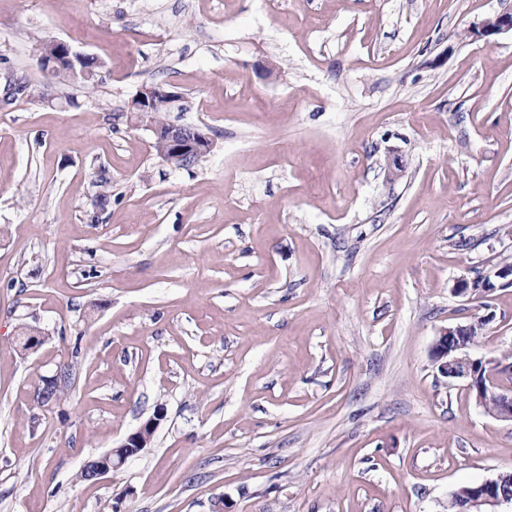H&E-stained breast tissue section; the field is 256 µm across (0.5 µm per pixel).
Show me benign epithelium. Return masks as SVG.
Wrapping results in <instances>:
<instances>
[{
    "label": "benign epithelium",
    "instance_id": "benign-epithelium-1",
    "mask_svg": "<svg viewBox=\"0 0 512 512\" xmlns=\"http://www.w3.org/2000/svg\"><path fill=\"white\" fill-rule=\"evenodd\" d=\"M512 34V11H503L483 20L481 25L469 31L475 39H489L500 34ZM92 56L74 50L70 44L61 40H50L39 48V61L44 72L52 74L64 65H80V74L87 78L94 72L90 65ZM164 97L174 102L180 101V94L172 87L163 84L143 86L132 98L127 119L137 127L149 130L153 137V146L160 147L158 155L175 167L184 166L186 158L202 151L208 152L211 138L199 128L193 126L169 124L157 128L152 124L149 104L153 97ZM495 283L485 275L468 282H458L455 293L466 297L473 292L490 293ZM491 320L484 316L467 324H456L439 331L432 347V356L439 362V371L450 379L469 380V389L475 393L477 403L493 416L512 422V392L500 388L491 378L493 373H505L512 370L496 358H472L469 355L471 336L481 332ZM155 430V423L148 421L130 433L116 447L89 461L86 473L93 479L120 469L130 458L136 456L147 446ZM512 472L501 473L493 479L460 486L448 495V512H481L490 506L512 505Z\"/></svg>",
    "mask_w": 512,
    "mask_h": 512
}]
</instances>
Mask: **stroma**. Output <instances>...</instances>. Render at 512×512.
Returning a JSON list of instances; mask_svg holds the SVG:
<instances>
[{
    "label": "stroma",
    "mask_w": 512,
    "mask_h": 512,
    "mask_svg": "<svg viewBox=\"0 0 512 512\" xmlns=\"http://www.w3.org/2000/svg\"><path fill=\"white\" fill-rule=\"evenodd\" d=\"M508 9L0 0V512H445L512 472V423L431 358L483 315L472 356L512 355V286L454 292L512 265V36L469 35ZM49 40L97 85L42 71ZM150 82L212 138L195 165L128 122ZM92 59V56L74 50L70 44L61 40L47 41L43 43L39 48L40 65L43 71L49 75L53 74L58 67L64 65H80V74L84 78L79 76L76 79L75 77H73L72 74L65 71L60 72L56 75V77L62 80L73 83H83L88 85L95 82V79L98 76V74L93 75L94 65H98L99 62L97 61L93 63L91 66H88V63H90ZM87 77L89 78L85 79ZM154 430L155 423L152 420L144 423L137 430L127 435L120 445L89 461L84 468L86 473L96 481L109 473L117 471L130 458L146 448Z\"/></svg>",
    "instance_id": "obj_1"
}]
</instances>
